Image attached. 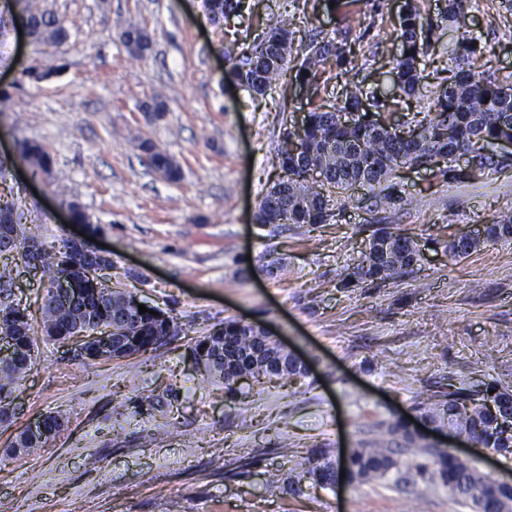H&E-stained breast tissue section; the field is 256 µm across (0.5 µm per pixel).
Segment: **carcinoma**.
<instances>
[{"instance_id": "cac0c4a2", "label": "carcinoma", "mask_w": 512, "mask_h": 512, "mask_svg": "<svg viewBox=\"0 0 512 512\" xmlns=\"http://www.w3.org/2000/svg\"><path fill=\"white\" fill-rule=\"evenodd\" d=\"M205 7L214 22L242 18L248 10L246 0H205ZM31 38L37 42L62 45L70 32L55 15L36 4H28L25 16ZM293 19L288 14L255 38L246 51L232 60L227 75L246 86L252 96H263L272 89L284 72L286 58L284 44H293ZM433 29L431 21H424L412 6L400 17L402 53L393 66V80L400 91L410 95L423 79L421 56L430 46ZM120 40L134 55H143L150 48L148 34L131 24L123 28ZM478 49L477 42L461 37L455 43V60H465ZM344 50L324 36L310 42L304 49L298 76L302 83L311 85L318 78L320 67L331 56L341 57ZM363 87L352 84L346 88L344 98L331 105H318L304 118L302 127L278 148L282 175L262 197L255 215L262 227L278 224L315 226L327 224L335 214L329 208L332 195L347 193L356 185L366 186L371 192L372 206L383 208L391 204L407 203V199L394 194L391 179L404 168L419 163L434 167L433 173L445 180L466 183L476 174L506 166V160L494 150L501 141H512V82L498 80L470 70H458L448 78V84L433 101L430 112L414 128L419 130V150L410 149L397 135L390 133L379 119L347 126L337 119L336 113L356 109L365 103ZM150 166L169 181L181 177V169L167 154L156 149L148 139L139 143ZM458 148L471 154V171L456 173L449 156ZM20 157L33 168L51 172V157L39 143L28 139L18 142ZM319 170L324 179H313L311 172ZM73 221L86 226L91 235L99 226L78 202L73 204ZM24 213L16 203L12 191H0V240L15 243V249H0V322L14 326L13 357L0 360V416L7 414L11 396L37 360L36 333L50 337V331L60 336L68 325L88 316L110 325L117 320L127 322L129 356L142 355L156 348L155 337L176 335L177 318L158 307L152 313H140L134 305L135 295L100 284L95 288L85 277L88 261L84 254L61 241L54 250L46 248L28 256L18 252L35 241L31 227L23 222ZM369 251L354 268L351 281L374 283L395 280L405 275L419 261L415 241L394 230L388 224L374 226L368 237ZM484 240L512 241V211L503 213L486 224ZM478 238L448 236L445 249L456 260H464L477 250ZM37 260L41 278L52 287L65 271L72 275V287L83 288L86 294L77 303L55 300L45 295L41 322L33 324L27 307L11 299L8 286L13 281L14 264ZM273 340L262 331L236 319H227L222 326L208 332L191 347V357L197 364L207 367V378L224 384V398L234 402L240 377L258 379L269 377L271 363L268 358L254 357L262 351L276 352ZM306 376L303 368L293 360L282 363L275 377L296 380ZM416 416L444 430L454 427L477 440L478 447L502 455L512 454V390L500 382L486 384L482 390H468L448 386V391L434 403H421L415 408ZM54 438H44L22 432L12 445L19 456L32 448H39ZM411 453L413 463L404 483L420 478L448 489V492L468 503L475 512H500L501 499L509 494L497 495L488 490L495 483L489 473L480 470L468 459L460 458L446 448L429 445L413 421L395 416L377 424L376 437L362 442L344 453L341 465L347 468L352 482L360 485L385 478L399 469L397 455ZM308 478L316 486L332 488L336 478L333 460L323 448H316L308 459L304 476L283 479L277 474L268 483L276 488L288 484V492L300 494L301 480Z\"/></svg>"}]
</instances>
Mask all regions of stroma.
I'll return each instance as SVG.
<instances>
[{
	"mask_svg": "<svg viewBox=\"0 0 512 512\" xmlns=\"http://www.w3.org/2000/svg\"><path fill=\"white\" fill-rule=\"evenodd\" d=\"M250 2L245 31L212 23L204 0H37L70 26L68 42L39 45L13 25L0 40V161L28 223L58 244L73 234L68 202L81 203L110 248L113 288L167 309L182 328L153 352L92 365L38 337L17 411L0 423V502L12 512H473L440 485L401 482L408 455L399 472L337 491L304 479L293 495L265 479L301 475L316 448L339 457L448 385H512V242L459 261L441 245L512 209V165L468 183L405 167L394 183L411 206L374 209L358 188L334 197V220L315 228H263L252 215L280 174L285 122L301 121L309 102L334 103L349 79L375 98L393 95L406 5L440 29L418 90L384 111L398 123L427 114L456 68L458 37L482 48L472 70L512 81V0H464L458 24L445 0ZM285 11L296 52L278 85L251 97L225 81L221 50ZM130 23L151 39L143 57L119 39ZM319 32L349 54L324 63L308 97L300 51ZM34 64L53 76L30 80ZM158 94L167 110L156 116L146 107ZM21 139L48 149L51 174L20 158ZM143 139L176 161L179 181L149 166ZM375 224L413 238L422 261L397 281L343 287ZM276 257L286 273H267ZM228 318L271 329L308 360L309 375L249 382L225 402L223 384L203 379L188 353ZM169 386L179 401L163 411L153 399ZM121 402L125 415L113 418ZM49 413L63 417L61 433L14 456L15 435Z\"/></svg>",
	"mask_w": 512,
	"mask_h": 512,
	"instance_id": "35a3bbf8",
	"label": "stroma"
}]
</instances>
